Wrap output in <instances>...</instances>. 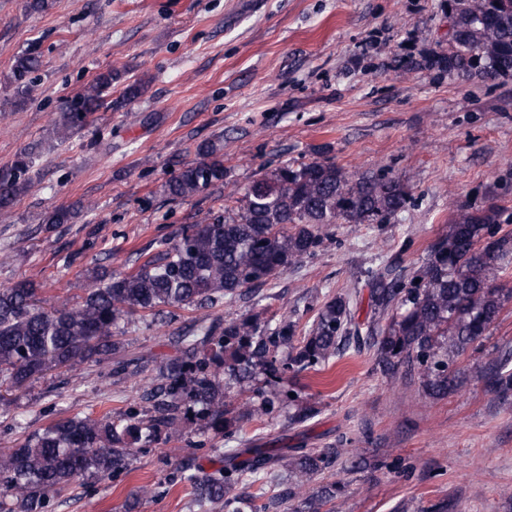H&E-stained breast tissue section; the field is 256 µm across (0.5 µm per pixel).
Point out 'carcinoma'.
Here are the masks:
<instances>
[{
  "label": "carcinoma",
  "instance_id": "obj_1",
  "mask_svg": "<svg viewBox=\"0 0 512 512\" xmlns=\"http://www.w3.org/2000/svg\"><path fill=\"white\" fill-rule=\"evenodd\" d=\"M448 50L428 59L462 79L512 77V0H447ZM41 44L34 41L16 55L6 77L16 103L31 99L41 66ZM112 71L99 74L68 99L54 121V137L64 142L90 127L100 110L119 109L142 93L128 85L122 96L108 99ZM200 160L184 165L164 187L173 199H185L224 184V156L212 142L197 148ZM36 154L25 150L0 167V211L10 209L33 182ZM411 201L408 186L380 169L350 175L336 163L313 160L262 169L238 199L237 212L210 210L182 227L178 239L131 273L95 272L80 302L46 308L28 281L0 288V389H18L54 369L75 370L115 349V330L127 315L160 307L184 309L219 298L229 300L273 278L313 255L332 224H387ZM76 212L61 207L48 224H71ZM512 222L501 207L457 209L448 234L429 247V259L412 279L390 268L371 276L373 318L366 335L377 347L388 371L405 364L435 399L458 390L463 380L452 366L468 348L486 336L512 292L494 285L497 272L512 256V235L502 225ZM350 295L326 301L312 325L279 357L297 325L281 320L261 322L257 315L215 319L201 333L184 337L186 357L160 370L143 398L153 403L148 415L135 408L116 416H73L60 419L15 448L0 451V512H44L61 487L85 476L108 478L127 468L136 448L163 442L169 429L192 415L207 421L217 435L233 436L240 423L271 417L291 390L262 400L228 405L224 381L243 383L262 372L282 380L289 373L316 371L339 355L352 332ZM497 393H512V354L494 360L486 374ZM349 455L355 469L413 467L397 458L373 462L339 445L295 454L286 448H250L247 457L187 481L201 508L218 506L242 512L237 485L247 480L279 482L288 473L282 499L296 500L294 512H333L343 486L322 482L307 487Z\"/></svg>",
  "mask_w": 512,
  "mask_h": 512
}]
</instances>
